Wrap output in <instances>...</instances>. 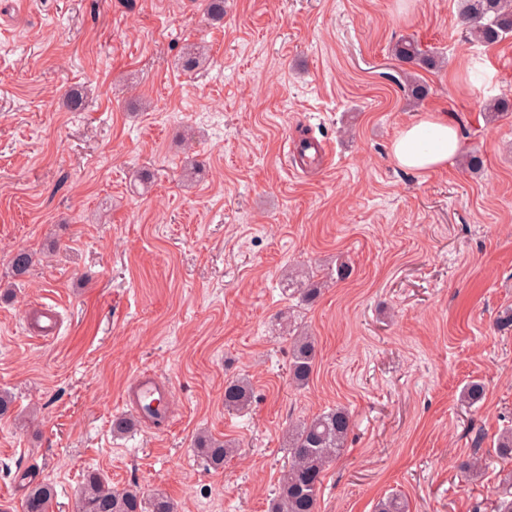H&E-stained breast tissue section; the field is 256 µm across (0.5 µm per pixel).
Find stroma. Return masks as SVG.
Returning <instances> with one entry per match:
<instances>
[{
    "instance_id": "obj_1",
    "label": "stroma",
    "mask_w": 512,
    "mask_h": 512,
    "mask_svg": "<svg viewBox=\"0 0 512 512\" xmlns=\"http://www.w3.org/2000/svg\"><path fill=\"white\" fill-rule=\"evenodd\" d=\"M199 3L0 0V512H22L25 472L74 512L92 470L176 512H269L284 431L336 407L352 430L319 512L391 494L408 512H495L512 470L493 445L512 429V115L483 104L512 95V37L468 46L458 0H224L219 23ZM408 35L443 60L415 108L390 79ZM199 41L208 61L184 70ZM432 112L481 173L397 166L393 140ZM305 137L327 166L286 155ZM20 248L35 259L16 280ZM289 266L322 282L313 304L284 287ZM42 303L63 318L52 340L25 319ZM284 311L316 343L302 389L289 333L270 332ZM144 371L169 382L173 418L113 433ZM236 377L254 399L232 412ZM204 430L238 447L223 469L196 454ZM475 454L484 470L462 474ZM253 390L244 379L228 381L224 386V407L227 410L241 411L251 403Z\"/></svg>"
}]
</instances>
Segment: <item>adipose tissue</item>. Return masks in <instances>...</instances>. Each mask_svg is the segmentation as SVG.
<instances>
[{
    "mask_svg": "<svg viewBox=\"0 0 512 512\" xmlns=\"http://www.w3.org/2000/svg\"><path fill=\"white\" fill-rule=\"evenodd\" d=\"M460 148L457 125L447 115L429 113L403 127L391 153L399 167L426 173L448 166Z\"/></svg>",
    "mask_w": 512,
    "mask_h": 512,
    "instance_id": "1",
    "label": "adipose tissue"
}]
</instances>
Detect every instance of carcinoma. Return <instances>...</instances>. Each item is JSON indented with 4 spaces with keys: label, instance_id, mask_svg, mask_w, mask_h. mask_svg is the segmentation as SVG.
Instances as JSON below:
<instances>
[{
    "label": "carcinoma",
    "instance_id": "obj_1",
    "mask_svg": "<svg viewBox=\"0 0 512 512\" xmlns=\"http://www.w3.org/2000/svg\"><path fill=\"white\" fill-rule=\"evenodd\" d=\"M460 20L470 43L492 46L512 37V0H459ZM391 56L404 66L408 98L419 102L428 95L427 84L415 69L430 71L439 68L442 59L424 50L412 36L403 37L390 48ZM491 120L504 112H512V98L502 95L485 104ZM33 258L26 249L15 251L10 259L12 277L25 276ZM316 358L311 337L297 335L290 345L289 375L298 387L306 385ZM253 390L244 379H235L224 386V407L241 411L251 403ZM351 417L343 408L332 409L304 419L288 428L285 443L289 465L283 474L271 512H319V496L326 470L340 455L351 430ZM196 452L206 466L214 470L224 467L233 449L222 440L200 435ZM53 485L30 480L23 500V512H52ZM74 512H176L174 503L157 493L146 500L137 489H114L97 472L85 474L79 486Z\"/></svg>",
    "mask_w": 512,
    "mask_h": 512
}]
</instances>
